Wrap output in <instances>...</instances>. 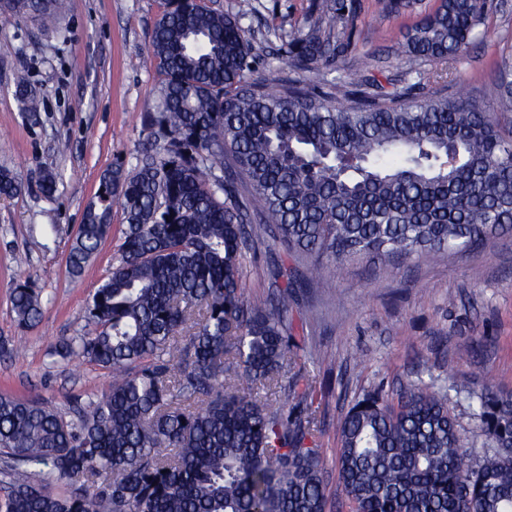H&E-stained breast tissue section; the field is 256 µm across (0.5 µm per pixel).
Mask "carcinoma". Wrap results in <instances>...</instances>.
<instances>
[{
  "mask_svg": "<svg viewBox=\"0 0 512 512\" xmlns=\"http://www.w3.org/2000/svg\"><path fill=\"white\" fill-rule=\"evenodd\" d=\"M65 0H10L0 17L52 24ZM485 0H437L399 42L406 73L466 53ZM340 0H312L307 24L280 37L288 73L250 75L265 42L243 25L255 0L224 13L170 0L147 63L161 75L149 146L117 157L68 256L78 275L125 214L121 260L85 305L87 331L55 354L105 370L108 386L65 413L0 396V512H327L316 396L285 373L298 282L350 261L375 273L410 257L448 258L512 235V65L497 107L373 75L324 78L345 58ZM0 169V195L22 191ZM269 236L310 261L279 265L263 307L242 263ZM10 301L34 326L41 293ZM281 389L274 406L263 392ZM485 437L468 446L448 390L423 381L389 400L367 393L337 425L346 512H512V391L456 383Z\"/></svg>",
  "mask_w": 512,
  "mask_h": 512,
  "instance_id": "carcinoma-1",
  "label": "carcinoma"
}]
</instances>
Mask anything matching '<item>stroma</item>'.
<instances>
[{
    "label": "stroma",
    "mask_w": 512,
    "mask_h": 512,
    "mask_svg": "<svg viewBox=\"0 0 512 512\" xmlns=\"http://www.w3.org/2000/svg\"><path fill=\"white\" fill-rule=\"evenodd\" d=\"M54 27L0 18V168L22 175L24 191L0 198V343L23 344L20 358L0 355V396L44 401L65 412L107 381L86 361H67L55 349L82 335L84 304L120 260V207L112 209V234L79 278L67 256L84 213L95 202L99 176L114 157L134 168L147 144L143 115L158 94L161 77L142 58L168 0H67ZM311 0H256L269 48L256 57L254 74L273 83L287 67L275 54L282 33L303 27ZM341 35L349 44L345 79L379 66L385 76L403 74L394 38L434 8L422 0L415 12L381 18L380 0H356ZM512 63V0H486L472 46L424 75H404L414 95L442 83L474 100L495 102L496 66ZM26 72L39 101L27 111L15 78ZM54 174L57 188L40 183ZM272 239L258 242L243 260L247 299L264 305L272 296L270 271L287 261ZM32 279L42 293L39 322L20 328L11 308L16 281ZM306 322L305 363L325 399L315 440L322 448L328 512H340L336 424L364 394L391 398L410 384L437 379L473 389H512V236L455 259L412 258L378 275L364 265L333 270L328 285L298 289L291 310Z\"/></svg>",
    "instance_id": "35a3bbf8"
}]
</instances>
